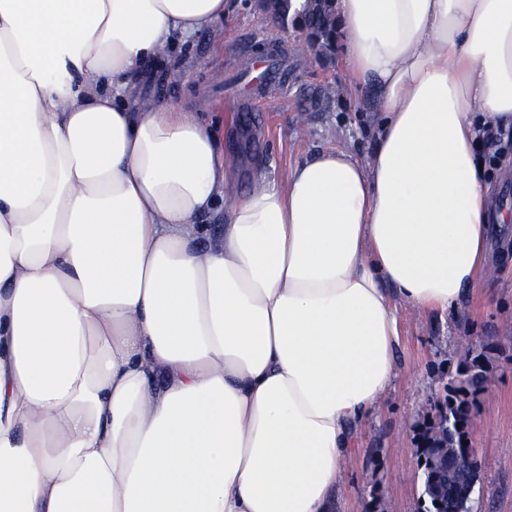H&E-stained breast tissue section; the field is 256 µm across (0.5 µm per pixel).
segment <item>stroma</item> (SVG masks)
Instances as JSON below:
<instances>
[{"label": "stroma", "instance_id": "obj_1", "mask_svg": "<svg viewBox=\"0 0 512 512\" xmlns=\"http://www.w3.org/2000/svg\"><path fill=\"white\" fill-rule=\"evenodd\" d=\"M260 38L252 50V38ZM302 35L272 22L256 0L199 31L190 51L173 47L177 72H157L144 93L174 101L211 122L236 180L248 192L256 174L283 183L290 168L316 151L375 146L377 115L369 92L347 91L342 50L325 57L300 51ZM292 71L288 87L265 86L252 101L238 93L260 61ZM495 210L512 212V141L502 142L487 173ZM397 375L357 434L334 512H423L413 452V422L455 366L463 342L486 339L503 352L474 411L473 446L481 463L475 512H512V267L498 270L492 290H476L457 313L399 312Z\"/></svg>", "mask_w": 512, "mask_h": 512}]
</instances>
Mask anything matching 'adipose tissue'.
Wrapping results in <instances>:
<instances>
[{"instance_id":"adipose-tissue-1","label":"adipose tissue","mask_w":512,"mask_h":512,"mask_svg":"<svg viewBox=\"0 0 512 512\" xmlns=\"http://www.w3.org/2000/svg\"><path fill=\"white\" fill-rule=\"evenodd\" d=\"M229 8L0 0V512H332L398 306L512 265L478 155L512 0H336L377 149L234 198L209 122L142 91Z\"/></svg>"}]
</instances>
